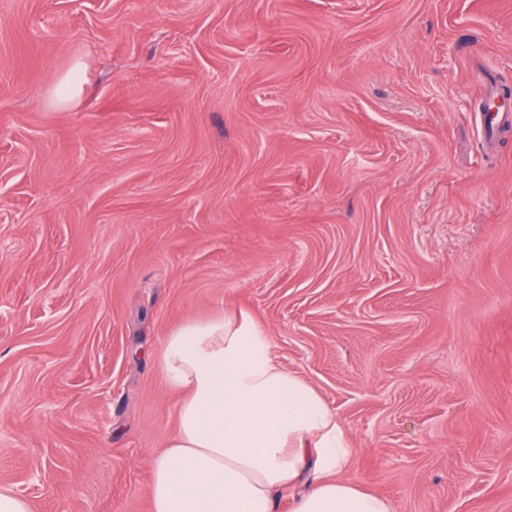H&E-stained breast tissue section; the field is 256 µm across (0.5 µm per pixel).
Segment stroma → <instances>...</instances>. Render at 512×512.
Here are the masks:
<instances>
[{"label": "stroma", "mask_w": 512, "mask_h": 512, "mask_svg": "<svg viewBox=\"0 0 512 512\" xmlns=\"http://www.w3.org/2000/svg\"><path fill=\"white\" fill-rule=\"evenodd\" d=\"M485 74L512 86V0H0V485L152 512L164 339L243 310L342 422L344 479L512 512Z\"/></svg>", "instance_id": "obj_1"}]
</instances>
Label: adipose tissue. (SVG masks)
<instances>
[{
    "instance_id": "ef3b65f1",
    "label": "adipose tissue",
    "mask_w": 512,
    "mask_h": 512,
    "mask_svg": "<svg viewBox=\"0 0 512 512\" xmlns=\"http://www.w3.org/2000/svg\"><path fill=\"white\" fill-rule=\"evenodd\" d=\"M180 392L176 430L151 464L152 512H390L341 480L350 448L317 391L280 367L243 311L187 321L158 355Z\"/></svg>"
}]
</instances>
